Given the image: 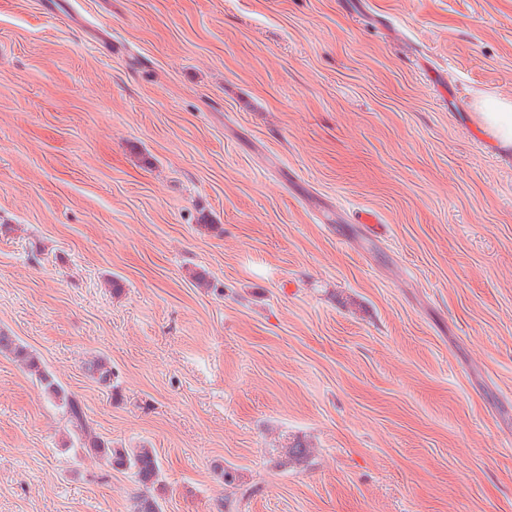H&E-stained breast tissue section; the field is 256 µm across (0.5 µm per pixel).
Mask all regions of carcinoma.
Instances as JSON below:
<instances>
[{
  "mask_svg": "<svg viewBox=\"0 0 512 512\" xmlns=\"http://www.w3.org/2000/svg\"><path fill=\"white\" fill-rule=\"evenodd\" d=\"M0 354H10L37 376L47 398L66 416L68 423L77 435L79 447L90 449L104 457L112 467L128 469L133 472L145 492L136 497L133 512H162L157 497L148 492L159 482L160 466L156 449L114 448L112 443L97 436L85 419L81 402L65 390L55 377L41 364L39 358L25 347L17 344L9 336L0 335ZM92 370L98 382L106 387L112 386V367L98 358L92 362ZM312 454L311 448L303 443H295L287 448L281 460L280 468H290L306 461Z\"/></svg>",
  "mask_w": 512,
  "mask_h": 512,
  "instance_id": "obj_1",
  "label": "carcinoma"
}]
</instances>
